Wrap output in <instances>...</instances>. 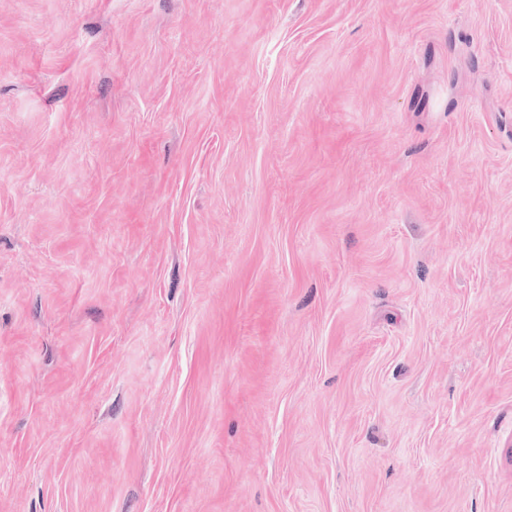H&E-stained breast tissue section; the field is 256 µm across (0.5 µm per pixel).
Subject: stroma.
Returning a JSON list of instances; mask_svg holds the SVG:
<instances>
[{
	"instance_id": "1",
	"label": "stroma",
	"mask_w": 512,
	"mask_h": 512,
	"mask_svg": "<svg viewBox=\"0 0 512 512\" xmlns=\"http://www.w3.org/2000/svg\"><path fill=\"white\" fill-rule=\"evenodd\" d=\"M0 512H512V0H0Z\"/></svg>"
}]
</instances>
